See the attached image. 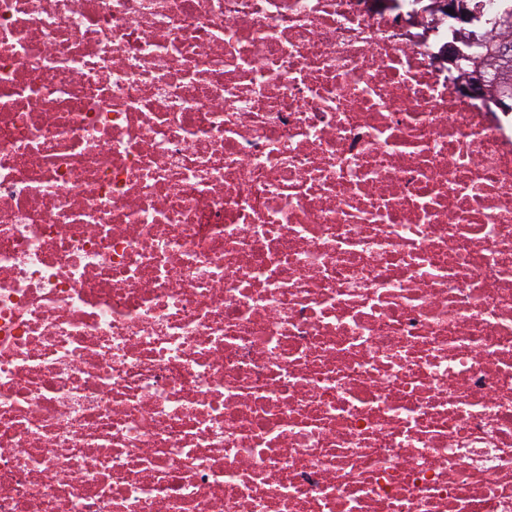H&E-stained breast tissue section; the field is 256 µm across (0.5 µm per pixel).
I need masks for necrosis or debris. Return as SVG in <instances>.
Instances as JSON below:
<instances>
[{"label": "necrosis or debris", "instance_id": "necrosis-or-debris-1", "mask_svg": "<svg viewBox=\"0 0 512 512\" xmlns=\"http://www.w3.org/2000/svg\"><path fill=\"white\" fill-rule=\"evenodd\" d=\"M503 7L0 0V512H512ZM498 63V69L493 79L488 80L484 74L478 73L474 79L460 87V92L465 97H482L489 87L497 90V102L501 108L512 106V46L500 45L493 54Z\"/></svg>", "mask_w": 512, "mask_h": 512}]
</instances>
